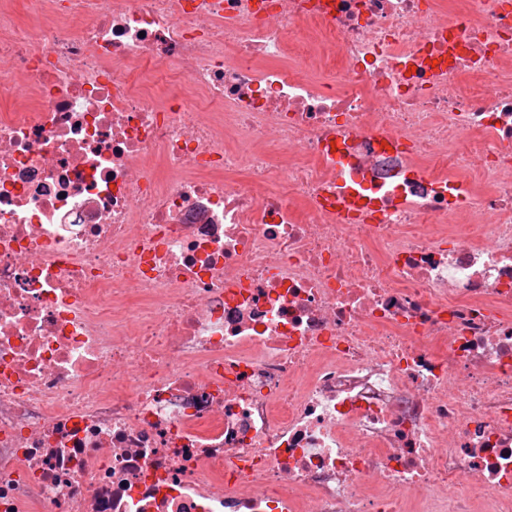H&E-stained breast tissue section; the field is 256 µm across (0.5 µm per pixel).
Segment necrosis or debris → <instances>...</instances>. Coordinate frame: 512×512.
<instances>
[{
  "mask_svg": "<svg viewBox=\"0 0 512 512\" xmlns=\"http://www.w3.org/2000/svg\"><path fill=\"white\" fill-rule=\"evenodd\" d=\"M0 0V512H512V0Z\"/></svg>",
  "mask_w": 512,
  "mask_h": 512,
  "instance_id": "necrosis-or-debris-1",
  "label": "necrosis or debris"
}]
</instances>
